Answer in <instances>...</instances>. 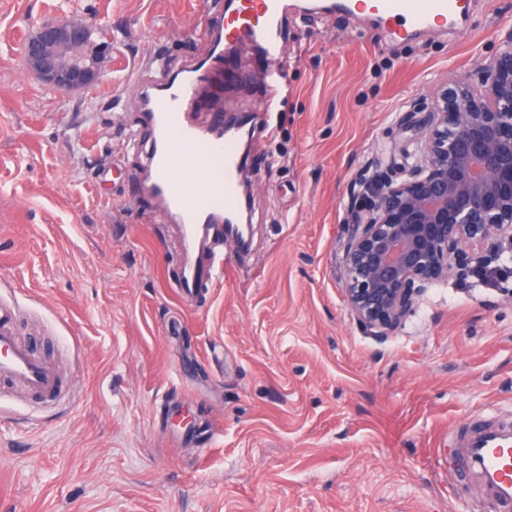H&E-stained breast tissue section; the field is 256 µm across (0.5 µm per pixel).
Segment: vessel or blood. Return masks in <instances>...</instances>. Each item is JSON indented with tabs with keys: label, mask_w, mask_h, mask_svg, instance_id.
<instances>
[{
	"label": "vessel or blood",
	"mask_w": 512,
	"mask_h": 512,
	"mask_svg": "<svg viewBox=\"0 0 512 512\" xmlns=\"http://www.w3.org/2000/svg\"><path fill=\"white\" fill-rule=\"evenodd\" d=\"M469 6V0H330L331 10L378 16L381 37L402 39L457 22ZM287 12L288 0H231L207 55L181 71L152 57L148 65L158 70V78L137 83L143 123L150 133L148 174L139 193L161 220L182 226L186 261L177 282L182 297H195L202 285L228 272L224 236L246 208L239 187L243 156L237 132L229 126L228 115L211 106L213 89L222 81L224 46L247 43L259 48L267 70L268 103L277 106L287 86L288 66L281 51ZM13 316V310L0 307V384L19 386L36 401L64 398V378L15 336ZM453 437L449 476L476 481L501 512H512V420L471 423Z\"/></svg>",
	"instance_id": "vessel-or-blood-1"
}]
</instances>
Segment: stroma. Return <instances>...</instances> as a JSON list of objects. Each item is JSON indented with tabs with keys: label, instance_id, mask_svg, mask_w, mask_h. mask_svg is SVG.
I'll use <instances>...</instances> for the list:
<instances>
[{
	"label": "stroma",
	"instance_id": "35a3bbf8",
	"mask_svg": "<svg viewBox=\"0 0 512 512\" xmlns=\"http://www.w3.org/2000/svg\"><path fill=\"white\" fill-rule=\"evenodd\" d=\"M223 15L224 0H0V305L73 383L57 404L0 391V512H497L443 462L454 427L512 418V259L495 284L427 288L383 340L350 315L340 261L351 184L416 161L402 118L492 57L512 0L400 44L300 11L273 130L243 47L248 80H225L221 103L253 118V241L226 243L229 278L187 301L177 233L137 194L129 81L153 56L193 64L200 22ZM74 16L98 74L56 90L23 46Z\"/></svg>",
	"mask_w": 512,
	"mask_h": 512
}]
</instances>
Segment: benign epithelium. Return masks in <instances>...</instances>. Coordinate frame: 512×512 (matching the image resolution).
Wrapping results in <instances>:
<instances>
[{
	"label": "benign epithelium",
	"mask_w": 512,
	"mask_h": 512,
	"mask_svg": "<svg viewBox=\"0 0 512 512\" xmlns=\"http://www.w3.org/2000/svg\"><path fill=\"white\" fill-rule=\"evenodd\" d=\"M89 32L82 21L39 26L27 65L64 91L89 85ZM419 130L421 157L405 178L377 170L348 198L345 301L378 339L396 332L430 285L496 269L512 249V31L490 60L436 90Z\"/></svg>",
	"instance_id": "benign-epithelium-1"
}]
</instances>
